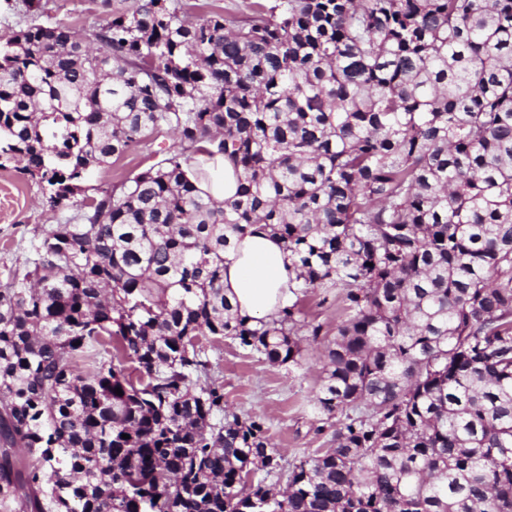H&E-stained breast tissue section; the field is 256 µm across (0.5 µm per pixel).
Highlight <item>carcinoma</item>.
Listing matches in <instances>:
<instances>
[{"mask_svg":"<svg viewBox=\"0 0 512 512\" xmlns=\"http://www.w3.org/2000/svg\"><path fill=\"white\" fill-rule=\"evenodd\" d=\"M102 6L90 37H0V169L78 211L0 282V512H512V0ZM165 128L177 149L77 199ZM255 224L297 271L272 321L224 296ZM315 288L345 319L311 410L340 420L282 488L265 422L192 379L225 337L299 365ZM254 0H177L180 15L198 18L211 10L224 12L236 20L251 16V3ZM219 166L222 169V175H220ZM218 163H208L207 168L210 176L217 178L211 179V181H202L200 187L207 192L214 200L222 202L224 200L232 198L237 191V179L234 175L232 168L222 161Z\"/></svg>","mask_w":512,"mask_h":512,"instance_id":"obj_1","label":"carcinoma"}]
</instances>
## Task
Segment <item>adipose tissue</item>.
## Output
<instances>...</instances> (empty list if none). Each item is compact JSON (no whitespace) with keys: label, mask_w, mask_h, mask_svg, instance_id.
I'll return each instance as SVG.
<instances>
[{"label":"adipose tissue","mask_w":512,"mask_h":512,"mask_svg":"<svg viewBox=\"0 0 512 512\" xmlns=\"http://www.w3.org/2000/svg\"><path fill=\"white\" fill-rule=\"evenodd\" d=\"M295 277L281 242L255 230L226 257L224 294L240 315L269 320L291 301L289 284Z\"/></svg>","instance_id":"adipose-tissue-1"}]
</instances>
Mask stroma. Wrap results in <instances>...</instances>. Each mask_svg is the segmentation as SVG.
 I'll return each instance as SVG.
<instances>
[{
    "mask_svg": "<svg viewBox=\"0 0 512 512\" xmlns=\"http://www.w3.org/2000/svg\"><path fill=\"white\" fill-rule=\"evenodd\" d=\"M44 11L25 14L21 0H0V36L37 22L94 33L104 15L95 0H42ZM174 137L160 131L140 141L121 157L95 168L87 183V195L122 181L130 173L144 170L165 157ZM74 209L51 210L37 180L15 167L0 169V282L9 271L34 259L40 229L74 216ZM306 321L322 325L319 340L303 337L299 366L269 363L260 353L240 348L224 339L208 348L210 378L224 386L230 412L240 419L260 416L268 435L282 456L283 468L315 455L332 445L335 422L320 423L309 407L321 387L324 352L336 338L343 319L336 291L319 288L301 301Z\"/></svg>",
    "mask_w": 512,
    "mask_h": 512,
    "instance_id": "35a3bbf8",
    "label": "stroma"
}]
</instances>
